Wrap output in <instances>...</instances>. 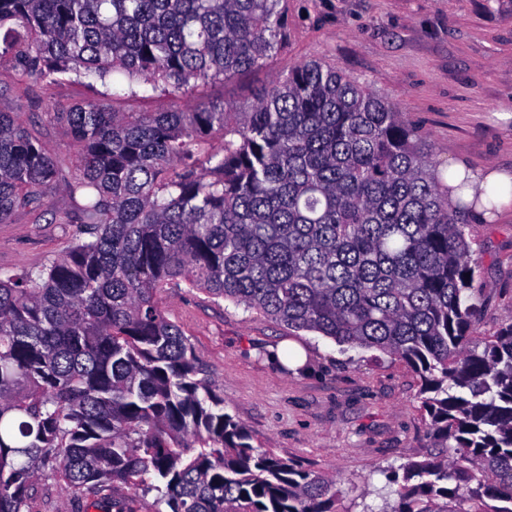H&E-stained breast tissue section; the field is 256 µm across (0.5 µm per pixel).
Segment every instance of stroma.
Listing matches in <instances>:
<instances>
[{
  "label": "stroma",
  "mask_w": 512,
  "mask_h": 512,
  "mask_svg": "<svg viewBox=\"0 0 512 512\" xmlns=\"http://www.w3.org/2000/svg\"><path fill=\"white\" fill-rule=\"evenodd\" d=\"M287 35L266 67L209 84V99L239 107L289 63L322 59L383 93L419 127L442 167L464 163L512 178V0H283ZM92 80L16 84L0 62V111L20 113L51 154L72 163L77 152L55 113L98 97ZM38 212L20 210L0 224V269L44 265L69 245L74 203L51 190ZM480 291L478 336L512 322V204L489 224L469 227ZM161 306L192 344L224 409L254 446L274 449L335 477L339 512H378L386 473L421 461L436 448L421 410L420 381L397 358L375 362L358 349L294 331L224 300L184 287L166 289ZM306 361H277L286 344ZM80 492L38 482L28 512H75Z\"/></svg>",
  "instance_id": "35a3bbf8"
}]
</instances>
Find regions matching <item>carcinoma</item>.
Here are the masks:
<instances>
[{
	"mask_svg": "<svg viewBox=\"0 0 512 512\" xmlns=\"http://www.w3.org/2000/svg\"><path fill=\"white\" fill-rule=\"evenodd\" d=\"M282 0H0L17 83L118 73L163 112L108 99L55 113L66 167L0 112V224L58 186L81 226L37 270L0 273V512L42 478L165 512H339L336 479L258 448L165 316L173 285L404 361L428 434L456 455L389 476L380 512H512V323L475 340L468 219L422 136L336 64H289L245 108L211 81L263 68ZM470 277H465V274ZM171 97L161 93H153L150 89L146 94L139 92L135 97L122 101L120 108L126 112H160L168 108Z\"/></svg>",
	"mask_w": 512,
	"mask_h": 512,
	"instance_id": "carcinoma-1",
	"label": "carcinoma"
}]
</instances>
